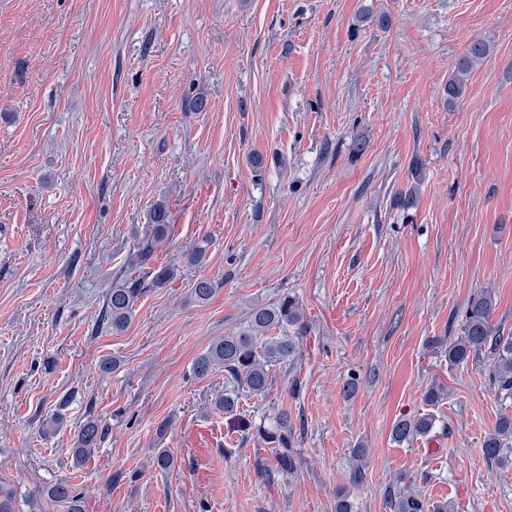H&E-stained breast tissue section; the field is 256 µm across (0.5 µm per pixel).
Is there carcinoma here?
<instances>
[{"label":"carcinoma","mask_w":512,"mask_h":512,"mask_svg":"<svg viewBox=\"0 0 512 512\" xmlns=\"http://www.w3.org/2000/svg\"><path fill=\"white\" fill-rule=\"evenodd\" d=\"M490 54L488 45L483 41H473L466 52L455 62L448 76L445 92L448 106L453 107L465 98L468 75L477 63L484 62ZM414 184L398 193L394 205L404 211L414 209L418 203L420 166L413 162L411 168ZM151 224L147 225L145 235L137 243L138 254L147 258L156 249L166 233L168 212L158 204L150 214ZM152 279L128 274L116 283L106 297L102 319L109 320L112 329L122 330L130 322L134 304L151 288L164 286L173 276L167 268L151 272ZM215 282L201 278L196 280L192 295L196 302L206 303L215 294ZM495 310L492 292L483 290L473 296L464 312L465 321L461 334L450 336L443 342L448 361L460 364L475 355L488 351L492 362L489 374L498 394L504 399L512 398V336L504 338L494 335L491 319ZM279 330V335L264 337V334ZM306 332L303 314L298 303L285 296L278 303L256 306L250 312L246 325L233 334L215 340L206 352L199 355L193 365V375L205 379L218 368H224L228 382L237 387L247 388L252 394L263 396L270 385V373L273 367L288 361L295 354L299 339ZM436 419L431 414L398 418L391 428V438L397 444L412 443L419 438L434 434ZM107 427L101 421L90 416L78 428L73 457L82 464L100 447L106 435ZM259 436L276 449V459L284 471L296 467V452L293 449V424L288 411H282L269 427L258 428ZM512 440V416L502 415L494 428L485 437L483 448L486 458L497 460L502 457L506 445ZM55 501L68 504L69 512H81V498L72 488L59 483L48 491ZM391 512H452L454 506L448 502L431 506L421 495L407 492L389 498Z\"/></svg>","instance_id":"carcinoma-1"}]
</instances>
